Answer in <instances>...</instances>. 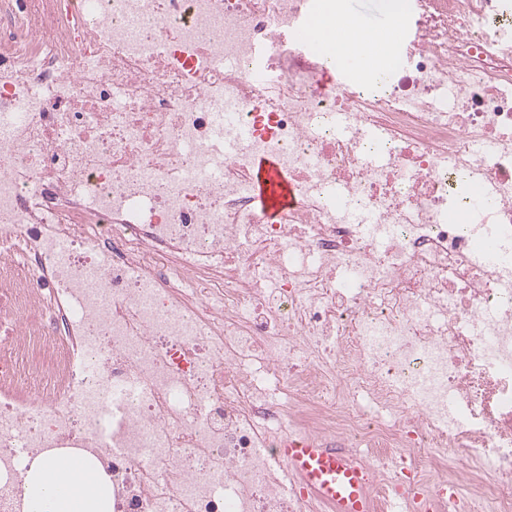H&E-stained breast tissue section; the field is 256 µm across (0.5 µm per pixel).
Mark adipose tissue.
Here are the masks:
<instances>
[{
    "instance_id": "obj_1",
    "label": "adipose tissue",
    "mask_w": 512,
    "mask_h": 512,
    "mask_svg": "<svg viewBox=\"0 0 512 512\" xmlns=\"http://www.w3.org/2000/svg\"><path fill=\"white\" fill-rule=\"evenodd\" d=\"M28 489L34 512H111L106 483L89 463L67 453L36 462Z\"/></svg>"
}]
</instances>
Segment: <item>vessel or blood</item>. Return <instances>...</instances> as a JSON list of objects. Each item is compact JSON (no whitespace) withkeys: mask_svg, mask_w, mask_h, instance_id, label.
Segmentation results:
<instances>
[{"mask_svg":"<svg viewBox=\"0 0 512 512\" xmlns=\"http://www.w3.org/2000/svg\"><path fill=\"white\" fill-rule=\"evenodd\" d=\"M254 171L255 203L268 220H275L294 202L291 184L271 157L258 158ZM277 456L287 472L336 512H369V473L342 450L292 437L278 448Z\"/></svg>","mask_w":512,"mask_h":512,"instance_id":"vessel-or-blood-1","label":"vessel or blood"}]
</instances>
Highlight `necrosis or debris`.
Masks as SVG:
<instances>
[{"instance_id": "necrosis-or-debris-1", "label": "necrosis or debris", "mask_w": 512, "mask_h": 512, "mask_svg": "<svg viewBox=\"0 0 512 512\" xmlns=\"http://www.w3.org/2000/svg\"><path fill=\"white\" fill-rule=\"evenodd\" d=\"M316 8L0 0V512L62 449L112 512H326L294 436L371 512H512V0H409L367 80ZM254 171L255 203L268 220L273 221L294 202L291 184L271 157H259L255 162ZM277 457L295 479L335 512H369V473L337 448H327L305 437L288 438Z\"/></svg>"}]
</instances>
